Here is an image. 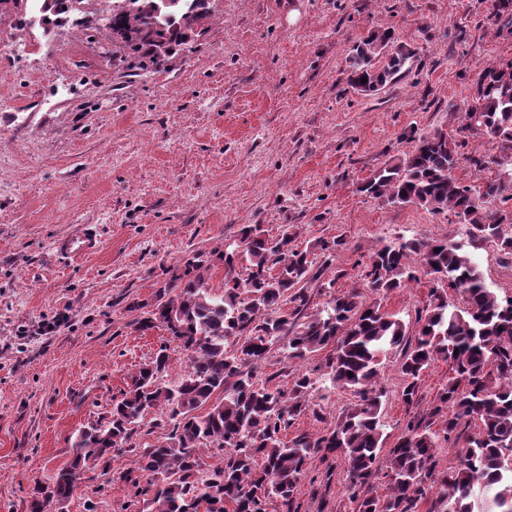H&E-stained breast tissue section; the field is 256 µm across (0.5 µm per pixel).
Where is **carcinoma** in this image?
<instances>
[{
  "label": "carcinoma",
  "mask_w": 512,
  "mask_h": 512,
  "mask_svg": "<svg viewBox=\"0 0 512 512\" xmlns=\"http://www.w3.org/2000/svg\"><path fill=\"white\" fill-rule=\"evenodd\" d=\"M112 9L102 27L112 40L159 65L174 45L190 42L209 14V0H128ZM68 0H36L39 21L62 20ZM26 25L29 0H0ZM416 52L397 43L389 29L356 43L349 57V83L359 92H376L402 77ZM366 83H361L362 79ZM464 128L487 136L497 151L467 161L491 176L464 184L454 175L462 154L442 130L419 139L415 150L376 169L362 191L389 204L448 212L462 225L458 241L396 240L358 263L359 286L313 303L335 287L332 273L344 239H318L305 248L295 233L281 227L272 234L246 224L237 239L224 244V292L208 284L210 260L194 254L171 276L177 294L160 288L147 316L145 332L162 327L167 342L142 363L131 385L112 400L100 420L79 430L72 458L49 481L35 485L29 512H60L85 472H108L112 453L133 455L130 467L111 481L146 501L151 512H268L273 500L285 512H301L298 491L311 460H342L356 512H512V300L486 287L471 249L492 244L512 259V58L479 68ZM419 257L414 267L412 256ZM245 269L246 278L236 275ZM428 277L433 301L416 315L415 330L397 314L383 310L364 292L389 294ZM460 296L456 304L448 292ZM189 359L175 384L164 377L169 346ZM290 365L321 350L324 362L298 373L288 389L262 378L260 369L273 348ZM398 352L400 397L407 406L419 400L425 372L437 361L451 376L427 412L412 416L393 447L386 448L382 421L384 360ZM352 391L356 403L322 434L299 433L284 439L297 417L312 413L316 385ZM157 412L155 426L164 440L138 447L139 421ZM478 422L470 430V422ZM461 446L456 469L438 470L437 448ZM218 448V461L205 469L200 454ZM385 459L388 492L378 496L372 479Z\"/></svg>",
  "instance_id": "obj_1"
}]
</instances>
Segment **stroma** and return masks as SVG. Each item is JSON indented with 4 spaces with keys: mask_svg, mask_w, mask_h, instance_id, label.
<instances>
[{
    "mask_svg": "<svg viewBox=\"0 0 512 512\" xmlns=\"http://www.w3.org/2000/svg\"><path fill=\"white\" fill-rule=\"evenodd\" d=\"M391 29L417 53L412 70L372 95L347 82L353 42ZM512 58V22L495 0H210L191 42L141 69L108 31L19 26L0 13V512H28L35 483L68 462L80 428L127 389L167 334L136 329L158 288L188 255L211 257L242 225L297 228L298 245L342 237L336 291L358 262L395 239L459 240L447 214L393 206L361 192L385 163L434 130L461 136L468 159L490 152L461 132L483 64ZM95 225L100 252L73 261L54 243ZM488 288L512 296V261L484 245ZM431 300L426 277L381 296L414 324ZM399 354L381 385L395 443L417 407L401 397ZM321 433L355 401L323 384ZM299 497L307 512H355L342 467L312 459ZM122 512L127 492L84 476L65 512Z\"/></svg>",
    "mask_w": 512,
    "mask_h": 512,
    "instance_id": "stroma-1",
    "label": "stroma"
}]
</instances>
